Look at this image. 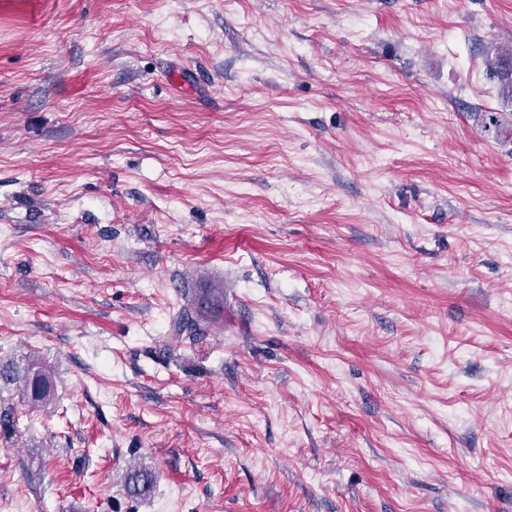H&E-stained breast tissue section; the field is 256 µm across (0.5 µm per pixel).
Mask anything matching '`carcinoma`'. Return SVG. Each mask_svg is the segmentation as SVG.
<instances>
[{
  "mask_svg": "<svg viewBox=\"0 0 512 512\" xmlns=\"http://www.w3.org/2000/svg\"><path fill=\"white\" fill-rule=\"evenodd\" d=\"M508 66L500 67L501 89L512 97V51L499 56ZM13 391L20 396L24 405L34 409L45 408L53 403L55 383L53 370L35 356L0 359V391ZM17 425L14 405L0 398V434L8 437ZM157 476L145 466L126 469L121 483L127 497L132 500H147L155 489Z\"/></svg>",
  "mask_w": 512,
  "mask_h": 512,
  "instance_id": "carcinoma-1",
  "label": "carcinoma"
}]
</instances>
